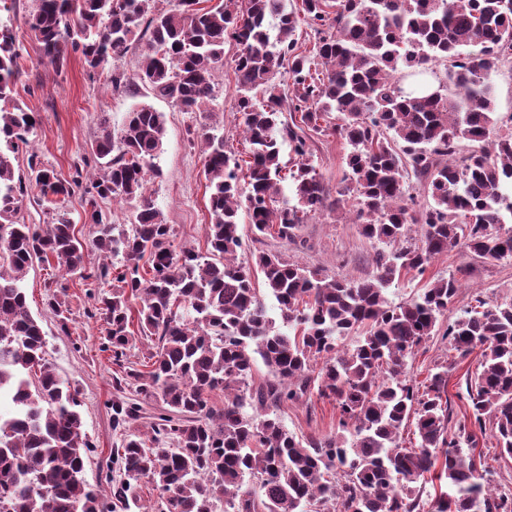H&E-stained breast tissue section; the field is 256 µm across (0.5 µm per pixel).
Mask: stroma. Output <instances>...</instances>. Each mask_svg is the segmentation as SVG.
Segmentation results:
<instances>
[{
	"label": "stroma",
	"mask_w": 512,
	"mask_h": 512,
	"mask_svg": "<svg viewBox=\"0 0 512 512\" xmlns=\"http://www.w3.org/2000/svg\"><path fill=\"white\" fill-rule=\"evenodd\" d=\"M37 0H20L17 9L0 14L11 24L16 36L22 74L17 84L22 105L38 112L39 123L30 136L28 149L19 152L15 171L28 173L29 157H36L42 166L54 170L65 179L76 174L95 172L92 146L100 132L101 121H108L113 135H120L128 112L138 103L151 104L165 116L166 136L157 159L159 176L150 177L149 191L168 224L174 228L171 245L174 249L207 252L209 191L203 173V160L190 142L189 132L200 123L223 124L229 149L240 150L243 136L237 119V91L234 76L235 45H225L224 64L213 76L215 98L198 112L180 111L169 101L148 90L131 95L111 88L108 75L90 71L81 54L69 53L63 69L39 65V43L27 19ZM342 142L333 137L313 139L312 161L330 189L341 185L346 164ZM353 201H345L340 209L324 212L301 225L295 239L254 235L247 217H240V233L245 248L239 259L254 264L259 254L276 252L291 262L305 266L329 278H361L371 271L369 259L375 247L362 237L352 221ZM56 263L34 261L25 281L27 304L39 320L45 334L46 358L65 381L79 391L83 429L94 446L85 463V480L95 489L107 490V463L113 448L119 447L123 433L144 434L148 419L127 423L124 430L112 426L113 379L118 368L111 352L102 348L106 326L98 312V299L110 294L111 282L82 281L67 278L65 301L69 309L68 332H61L58 321L47 307L50 278L58 275ZM455 278L459 282L456 296L441 317V327H448L475 298L488 305L512 301V261L487 262L473 257L461 248L435 258L421 274L401 276L388 290V298L398 304L416 296L427 284L439 278ZM456 353L447 340L434 336L415 350L410 361L413 379L424 380L429 369L457 362L448 384L453 397V419L461 421L470 409L457 400L458 386L465 372H477L479 353L456 361ZM283 424L297 436L335 432L338 413L325 399L311 398L287 403L278 412Z\"/></svg>",
	"instance_id": "35a3bbf8"
}]
</instances>
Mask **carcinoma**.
Returning <instances> with one entry per match:
<instances>
[{
  "instance_id": "obj_1",
  "label": "carcinoma",
  "mask_w": 512,
  "mask_h": 512,
  "mask_svg": "<svg viewBox=\"0 0 512 512\" xmlns=\"http://www.w3.org/2000/svg\"><path fill=\"white\" fill-rule=\"evenodd\" d=\"M204 2L173 0L163 10L157 0H39L29 18L40 64L62 68L71 48L98 72L125 55L147 21L137 81L114 75L112 89L133 93L142 84L184 112L213 98L224 45L237 48L248 160L226 150L209 123L189 132L210 189L208 254L171 248L172 227L147 193L164 114L141 103L120 137L104 120L95 141L99 173L84 190L85 223L95 226L89 245L106 262L94 272L85 266L89 245L62 211L79 180L29 160L27 183L56 216L48 224L20 221L24 182L14 161L38 115L13 102L21 74L16 34L0 23V101L12 103L0 108V404L11 406L0 412V512H74L77 504L81 512H108L85 482L91 443L78 392L45 358L46 338L26 302L29 268L51 258L66 276L114 282L112 294L99 298L103 348L121 369L113 427L144 413L125 399L127 388L161 401L149 416L150 437L128 435L112 453V468L123 475L106 476L114 505L215 512L222 500L224 512H512V493L483 480L487 463L475 455L477 434L490 430L500 454L512 457V302L480 301L464 311L442 334L457 359L420 386L408 376L409 359L438 332L456 280L437 279L398 305L386 294L402 274L424 273L457 246L476 258L512 260V230L501 231L512 217V130L496 129L491 81L497 64L512 63V0H301L298 11L285 10L283 0ZM301 27L315 36L308 51L296 37ZM436 66L444 67L438 85L403 87L427 72L437 76ZM282 68L286 91L275 81ZM312 132L350 146L344 186L334 193L311 163ZM285 141L299 158L288 177L280 161ZM412 177L431 197L422 207L406 203ZM288 178L293 201L279 206ZM348 195L360 234L382 244L366 277L329 280L263 253L256 264L264 288L253 287L251 267L237 261L239 208L255 234L274 229L292 240L300 225ZM106 199L135 203L130 225L103 221L98 202ZM266 297L288 330L276 328ZM47 306L68 332L66 302L54 292ZM139 339L149 342L145 371L127 361ZM476 349L480 370L466 378L464 395L472 415L453 432L448 375ZM257 356L272 379L254 389ZM217 390L224 392L219 409L210 405ZM313 390L336 406L338 431L300 439L276 411ZM409 427L415 443L407 448ZM434 480L442 490L423 498ZM141 481L158 491L156 506L141 502Z\"/></svg>"
}]
</instances>
